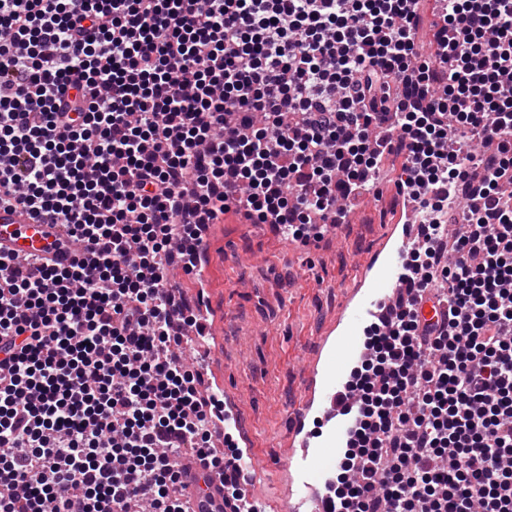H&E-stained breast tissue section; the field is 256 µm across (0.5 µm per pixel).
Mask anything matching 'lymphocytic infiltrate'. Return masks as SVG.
<instances>
[{"label": "lymphocytic infiltrate", "mask_w": 512, "mask_h": 512, "mask_svg": "<svg viewBox=\"0 0 512 512\" xmlns=\"http://www.w3.org/2000/svg\"><path fill=\"white\" fill-rule=\"evenodd\" d=\"M420 2L0 0V206L94 255H0V512H186V454L248 512L170 271L229 213L319 239L391 155L449 314L368 327L330 512H512V0H437L431 54Z\"/></svg>", "instance_id": "1"}]
</instances>
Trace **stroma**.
<instances>
[{
	"mask_svg": "<svg viewBox=\"0 0 512 512\" xmlns=\"http://www.w3.org/2000/svg\"><path fill=\"white\" fill-rule=\"evenodd\" d=\"M400 168V159H386L381 197L367 201L342 236L326 234L307 251L274 237L268 225L242 224L232 214L212 227L206 296L215 329L205 367L238 394L260 465L276 473L275 484L260 485V492L288 487L282 461L289 411L359 265L401 211Z\"/></svg>",
	"mask_w": 512,
	"mask_h": 512,
	"instance_id": "obj_1",
	"label": "stroma"
}]
</instances>
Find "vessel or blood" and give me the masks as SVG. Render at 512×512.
<instances>
[{"instance_id": "vessel-or-blood-1", "label": "vessel or blood", "mask_w": 512, "mask_h": 512, "mask_svg": "<svg viewBox=\"0 0 512 512\" xmlns=\"http://www.w3.org/2000/svg\"><path fill=\"white\" fill-rule=\"evenodd\" d=\"M411 240L410 234H402L400 245L364 270L361 288L336 316L342 330L340 338L321 337L319 347L324 356L308 369L304 396L290 417L288 467L293 472L292 484L284 497L249 496L251 512H328L330 474L342 463L341 449L349 433V421L339 404L345 392V370L362 354L359 331L363 323L396 301H414V293L403 283L406 245ZM0 252L21 260L47 256L65 267L74 259L89 256L85 250L72 252L63 224L37 221L16 204L0 207ZM224 430L240 439L237 467L251 482L263 480V473L255 469L253 440L232 399L224 402ZM183 468L177 492L189 512H225L221 477L192 457L184 458Z\"/></svg>"}]
</instances>
